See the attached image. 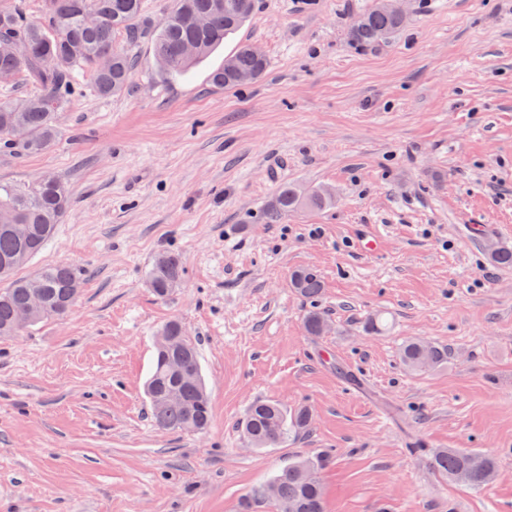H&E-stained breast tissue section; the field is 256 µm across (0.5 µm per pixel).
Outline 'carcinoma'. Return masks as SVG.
<instances>
[{
	"instance_id": "1",
	"label": "carcinoma",
	"mask_w": 512,
	"mask_h": 512,
	"mask_svg": "<svg viewBox=\"0 0 512 512\" xmlns=\"http://www.w3.org/2000/svg\"><path fill=\"white\" fill-rule=\"evenodd\" d=\"M44 14L28 15L26 0H0V74L25 80L36 93L20 98H0V149L13 154H33L50 148L60 134L59 112L76 94L75 73L85 72L93 91L101 97L124 93L132 82L135 59L131 47L140 35L151 33L158 73L176 79L204 61L224 39L252 15L254 0H173L164 22L155 27L145 20L143 0H43ZM407 18L374 4L351 30L362 46L387 43L406 26ZM265 56L243 43L211 72V84L224 89L242 85L239 75L256 81L266 70ZM72 203L69 186L59 176L44 175L20 183H0V338L18 336L44 320L66 315L80 296L84 274L68 263L47 264L34 274L12 277L26 266L55 235ZM334 203L323 187L300 190L280 186L265 211L270 224L300 210H322ZM491 264L512 267V249L498 247L488 254ZM183 264L175 253H162L147 272V283L160 300H167L181 283ZM290 286L305 300L320 297L323 283L311 268L290 275ZM39 306L28 312L33 297ZM328 324L324 311L311 306L303 326L319 336ZM169 337L155 347V357L145 384L151 418L164 431H204L212 418L198 348L185 335L181 322L169 319L161 328ZM400 360L411 371L444 364L448 351L419 340L404 343ZM311 413L300 406L293 411L272 400L252 403L241 421L246 441L255 449L277 448L290 437L309 429ZM322 456L298 459L274 476L270 486L253 491L250 501L271 500L274 512H325L318 471ZM435 472L467 488L486 485L496 469V459L474 449L441 448L430 457Z\"/></svg>"
}]
</instances>
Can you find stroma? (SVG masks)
<instances>
[{"label":"stroma","mask_w":512,"mask_h":512,"mask_svg":"<svg viewBox=\"0 0 512 512\" xmlns=\"http://www.w3.org/2000/svg\"><path fill=\"white\" fill-rule=\"evenodd\" d=\"M375 0H255L203 65L158 75L149 37L128 90L80 75L60 136L0 151V181L51 173L73 204L31 262L83 269L71 312L0 339V512H243L299 456L327 455L326 512H512V0H408L382 46L350 32ZM264 76L217 89L208 73L240 43ZM286 183L336 202L262 220ZM379 254L356 245L361 225ZM183 261L165 301L146 272ZM309 267L329 317L289 286ZM383 312L379 330L367 318ZM178 318L196 343L213 423L158 430L143 391L155 339ZM447 348L410 373L407 339ZM258 399L312 411L308 431L261 451L239 422ZM435 448L495 455L477 491L437 478Z\"/></svg>","instance_id":"obj_1"}]
</instances>
